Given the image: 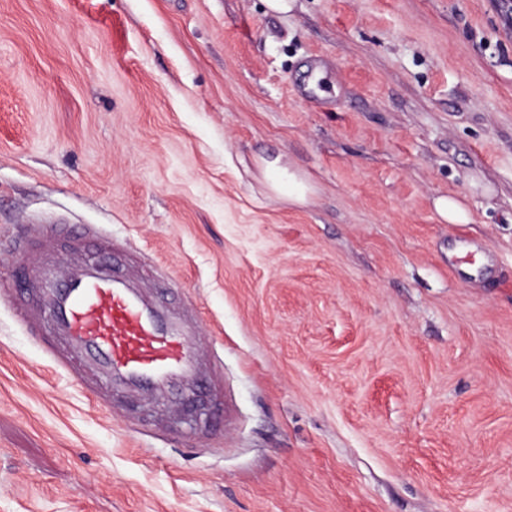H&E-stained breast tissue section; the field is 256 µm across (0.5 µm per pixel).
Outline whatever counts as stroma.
I'll list each match as a JSON object with an SVG mask.
<instances>
[{
    "instance_id": "1",
    "label": "stroma",
    "mask_w": 512,
    "mask_h": 512,
    "mask_svg": "<svg viewBox=\"0 0 512 512\" xmlns=\"http://www.w3.org/2000/svg\"><path fill=\"white\" fill-rule=\"evenodd\" d=\"M50 223L176 279L239 420L104 415L0 309V512H512L494 0H0V285ZM261 168L265 184L272 193L295 204L308 203L313 187L297 170L282 165L279 158L262 159ZM436 209L448 223L468 224L472 217L466 205L456 196L438 198L435 201Z\"/></svg>"
}]
</instances>
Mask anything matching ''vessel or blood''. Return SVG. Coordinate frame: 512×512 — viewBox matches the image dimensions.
<instances>
[{"label":"vessel or blood","instance_id":"1","mask_svg":"<svg viewBox=\"0 0 512 512\" xmlns=\"http://www.w3.org/2000/svg\"><path fill=\"white\" fill-rule=\"evenodd\" d=\"M68 224L21 234L12 252L31 296L0 289V306L39 344L55 368L105 410L116 395L167 401L191 410L212 401L222 361L205 347L197 316L123 269L110 232L82 227L102 257L55 256Z\"/></svg>","mask_w":512,"mask_h":512}]
</instances>
